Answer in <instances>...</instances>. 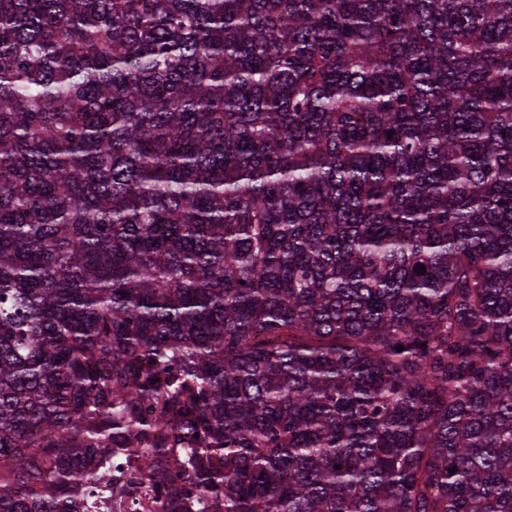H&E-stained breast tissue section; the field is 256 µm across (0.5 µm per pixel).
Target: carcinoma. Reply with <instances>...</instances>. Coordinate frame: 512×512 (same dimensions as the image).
<instances>
[{"label": "carcinoma", "instance_id": "carcinoma-1", "mask_svg": "<svg viewBox=\"0 0 512 512\" xmlns=\"http://www.w3.org/2000/svg\"><path fill=\"white\" fill-rule=\"evenodd\" d=\"M175 424L183 505L512 512V0H0V512Z\"/></svg>", "mask_w": 512, "mask_h": 512}]
</instances>
